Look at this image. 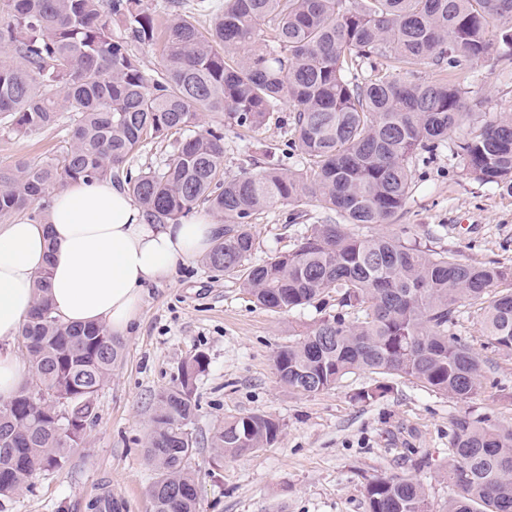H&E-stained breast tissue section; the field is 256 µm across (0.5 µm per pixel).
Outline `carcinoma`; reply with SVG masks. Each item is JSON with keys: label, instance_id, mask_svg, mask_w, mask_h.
<instances>
[{"label": "carcinoma", "instance_id": "1", "mask_svg": "<svg viewBox=\"0 0 512 512\" xmlns=\"http://www.w3.org/2000/svg\"><path fill=\"white\" fill-rule=\"evenodd\" d=\"M199 29L167 0H0V130L28 136L68 117L59 159L0 168V216L22 214L50 189L80 180L123 185L153 224L179 222L200 206L224 225L206 254L218 272L265 309L337 304L274 356L280 382L312 394L368 371L414 380L456 398L483 388L482 360L449 333L460 303L484 305L481 329L512 351V268L464 263L397 233L349 229L391 224L404 213L416 167L449 148L467 178L512 196V112L456 136L472 90L455 78L490 59L512 60V0H195ZM124 28L112 35V22ZM164 31L161 68L149 76L137 49ZM426 65L436 79H412ZM288 105V148L303 167L277 160L258 173H224V127L256 131ZM219 116L197 133L200 113ZM173 139L163 163L132 169L142 147ZM319 203L324 218L291 249L253 261L251 221L278 202ZM49 271L22 336L32 383L0 402V498L28 489L38 469L61 470L92 424L95 395L122 354L100 324L57 319ZM206 358L155 396L145 457L157 472L152 512H198L189 461L194 385ZM446 512H512V428L452 421ZM280 424L263 414L224 419L214 461L272 444ZM369 512H430L417 478L375 476Z\"/></svg>", "mask_w": 512, "mask_h": 512}]
</instances>
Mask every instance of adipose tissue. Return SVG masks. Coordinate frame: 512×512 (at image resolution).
Returning <instances> with one entry per match:
<instances>
[{
	"instance_id": "adipose-tissue-1",
	"label": "adipose tissue",
	"mask_w": 512,
	"mask_h": 512,
	"mask_svg": "<svg viewBox=\"0 0 512 512\" xmlns=\"http://www.w3.org/2000/svg\"><path fill=\"white\" fill-rule=\"evenodd\" d=\"M219 230L203 217L149 223L125 189L83 181L54 193L45 223L0 224V400L17 395L29 374L10 344L34 307L41 272L60 321L122 337L139 321L146 288L208 253Z\"/></svg>"
}]
</instances>
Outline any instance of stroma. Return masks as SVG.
Returning <instances> with one entry per match:
<instances>
[{
    "instance_id": "35a3bbf8",
    "label": "stroma",
    "mask_w": 512,
    "mask_h": 512,
    "mask_svg": "<svg viewBox=\"0 0 512 512\" xmlns=\"http://www.w3.org/2000/svg\"><path fill=\"white\" fill-rule=\"evenodd\" d=\"M510 61L479 64L457 78L489 97L487 113L512 110ZM291 138L287 112L250 133L224 132V170L235 177L261 170L270 152L284 153ZM69 141L67 123L28 136L0 131V167L61 157ZM293 209L277 204L252 223L256 256L290 249L319 209L313 199L290 221ZM410 237L433 249L453 252L464 262L494 260L512 266V197L490 184L461 175L447 153L433 156L415 175L400 219ZM324 309L272 312L257 307L238 276L207 267L195 258L172 277L149 286L140 320L122 337L120 359L95 397L96 417L83 444L69 453L60 471H38L22 495L0 502V512H88L97 490L126 502V512H151L154 470L145 460L153 398L177 383L184 363L207 359L195 384L197 441L190 461L199 488V512H369L364 485L374 475H416L431 512L448 503V448L452 421L470 415L512 426V354L487 345L481 312L463 303L453 327L484 361L483 391L459 399L390 379L379 399L357 400L380 377L346 375L333 388L310 395L289 392L273 366L275 353L296 341L324 315ZM264 414L281 432L271 445L213 464L210 438L224 418Z\"/></svg>"
}]
</instances>
